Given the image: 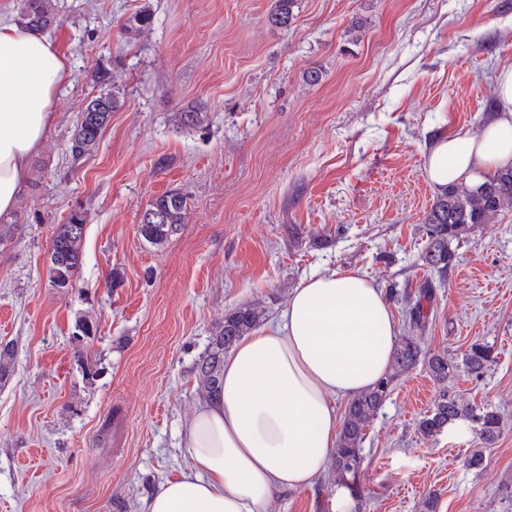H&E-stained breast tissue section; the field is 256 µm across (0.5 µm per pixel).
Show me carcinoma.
I'll list each match as a JSON object with an SVG mask.
<instances>
[{
    "label": "carcinoma",
    "instance_id": "cac0c4a2",
    "mask_svg": "<svg viewBox=\"0 0 512 512\" xmlns=\"http://www.w3.org/2000/svg\"><path fill=\"white\" fill-rule=\"evenodd\" d=\"M295 2L274 0L268 14L269 22L281 28L290 26L294 22ZM20 21L32 30L47 32L59 23L58 7L53 0H25ZM90 79L94 85L102 87V91L89 101L72 130L68 151L74 159L88 156L97 149L101 133L110 122L112 113L123 106L122 94L107 70H93ZM508 209H512V168L487 175L476 187L461 183L442 189L426 212L422 224L426 235V245L420 255L422 263L441 273L447 272L454 257L452 244L460 241L472 226L489 224ZM145 212L158 215L159 220L139 223L138 233L146 243L159 249L184 226L187 201L178 192L165 193L155 198ZM84 228V215L76 210L70 214L67 223L57 226L49 251V273L53 287L63 291L73 287L82 258ZM430 299L432 291L429 288L421 289L414 299H406L408 330L397 338L393 351V374L381 379L371 390L351 397L347 403L333 455V468L338 483L352 492L357 490L362 471L361 443L365 430L389 395L395 376L421 364L438 383L448 381L460 370L473 379H479L491 362V349L487 344H471L464 352L460 365L448 359V353L444 351L435 353L424 349L421 333L425 332L428 324L424 301ZM262 314V307L258 303L246 304L224 314V319L216 327L208 353L197 364L200 389L206 396L217 394L221 388L224 353L257 327ZM460 421L473 424L481 443L480 447L468 452L464 464L469 469H479L484 461V449L500 435L501 415L498 411L473 405L444 389L432 407L419 418L416 431L421 437L430 439Z\"/></svg>",
    "mask_w": 512,
    "mask_h": 512
}]
</instances>
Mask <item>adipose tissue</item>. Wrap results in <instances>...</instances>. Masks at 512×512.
Here are the masks:
<instances>
[{
	"instance_id": "ef3b65f1",
	"label": "adipose tissue",
	"mask_w": 512,
	"mask_h": 512,
	"mask_svg": "<svg viewBox=\"0 0 512 512\" xmlns=\"http://www.w3.org/2000/svg\"><path fill=\"white\" fill-rule=\"evenodd\" d=\"M69 62L49 39L0 19V217L28 189V166L56 119ZM497 114L428 152L435 186L471 185L512 167V67L496 76ZM397 323L381 289L354 270L301 280L276 328L243 337L224 359L223 388L187 424L191 465L161 483L147 512H258L278 490L310 486L336 448L335 397L385 376Z\"/></svg>"
}]
</instances>
